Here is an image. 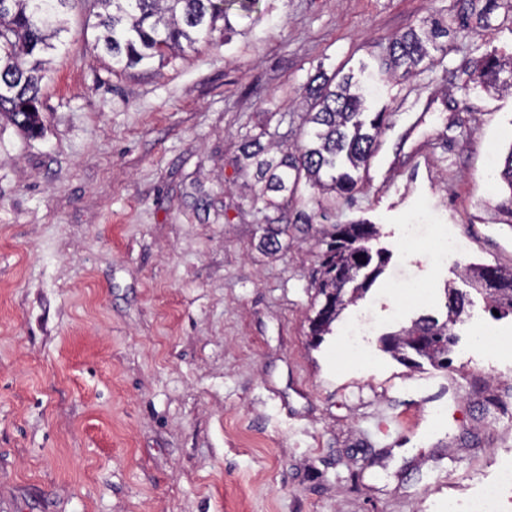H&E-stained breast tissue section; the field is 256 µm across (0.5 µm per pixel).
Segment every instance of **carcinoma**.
I'll return each instance as SVG.
<instances>
[{"label": "carcinoma", "mask_w": 512, "mask_h": 512, "mask_svg": "<svg viewBox=\"0 0 512 512\" xmlns=\"http://www.w3.org/2000/svg\"><path fill=\"white\" fill-rule=\"evenodd\" d=\"M70 0H0V119L36 135L41 131L39 94L45 77L48 56L64 45L67 31L64 8ZM89 15L97 18L101 29L97 44L126 68L147 65L164 52L193 49L204 37L231 30L228 10L251 12L255 0H82ZM448 36L440 21L412 27L386 46V71L404 68L408 75L428 56L426 43L445 51L436 40ZM509 79L501 78L503 72ZM473 72L490 87L512 88V58L509 67L494 54L476 61ZM313 100L307 123V140L293 152L273 151L274 144L262 141L264 133L243 137L238 169L253 171L258 190L254 200L268 208L283 209L295 200L301 185L308 184L321 194L349 197L357 189L353 171L364 167L378 148L386 115L376 112L370 121L363 119L365 99L352 90V77L315 74L309 82ZM500 177L511 195L503 206L512 216V145L504 160ZM286 224H267L259 241L261 250L274 254L281 247ZM378 231L372 224H336L325 234V250L320 255L319 276L312 283L315 295L322 298L310 320L311 336L317 342L331 331L332 324L348 305L362 298L371 282L383 272L382 251H372L369 242ZM466 273L480 287L492 309L512 315V272L494 265L469 266ZM465 297L449 296L446 319L425 314L408 328L384 339L387 351L410 361L426 359L434 367L446 368L449 354L457 343L452 331L464 311Z\"/></svg>", "instance_id": "obj_1"}]
</instances>
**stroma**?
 I'll return each instance as SVG.
<instances>
[{"label": "stroma", "mask_w": 512, "mask_h": 512, "mask_svg": "<svg viewBox=\"0 0 512 512\" xmlns=\"http://www.w3.org/2000/svg\"><path fill=\"white\" fill-rule=\"evenodd\" d=\"M66 17L42 133L0 121V512H448L512 453V315L464 275L512 268V91L460 70L512 55V0H257L230 9L226 42L127 71L80 0ZM433 17L445 53L386 74L389 41ZM319 70L370 88L388 126L353 201L269 255L241 137L299 142ZM361 221L388 264L312 347L320 231ZM436 224L464 257L437 263ZM449 287L467 300L450 367L383 350L445 319Z\"/></svg>", "instance_id": "35a3bbf8"}]
</instances>
